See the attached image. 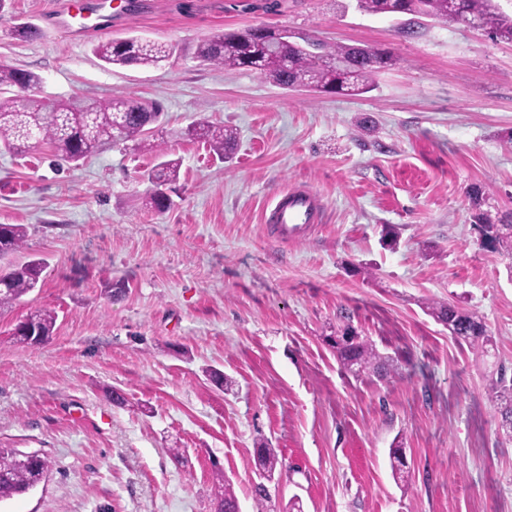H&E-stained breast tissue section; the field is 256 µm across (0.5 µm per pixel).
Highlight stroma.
<instances>
[{"label": "stroma", "mask_w": 512, "mask_h": 512, "mask_svg": "<svg viewBox=\"0 0 512 512\" xmlns=\"http://www.w3.org/2000/svg\"><path fill=\"white\" fill-rule=\"evenodd\" d=\"M62 2L9 0L0 63L40 75L50 104L157 102L181 167L160 213L144 204L157 157L136 143L76 167L44 143L0 152V224L27 230L0 271L44 261L37 288L0 310V446L50 462L0 512H214L217 466L255 512L260 439L283 462L272 512H512V441L489 398L499 368L512 376V257L479 245L468 197L482 188L512 222V43L355 0H112L87 18L97 31L74 34ZM19 23L40 37L17 39ZM246 27L396 63L370 92L336 96L195 59L200 40ZM131 36L173 55L145 68L92 52ZM200 120L236 131L232 158L179 137ZM292 187L323 210L284 243L264 211ZM435 301L481 317L491 355L458 344L428 315ZM42 309L57 316L49 340H17ZM345 323L393 358L391 376L345 372L327 342ZM398 436L403 484L389 464Z\"/></svg>", "instance_id": "obj_1"}]
</instances>
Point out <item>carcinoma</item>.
<instances>
[{
	"label": "carcinoma",
	"instance_id": "obj_1",
	"mask_svg": "<svg viewBox=\"0 0 512 512\" xmlns=\"http://www.w3.org/2000/svg\"><path fill=\"white\" fill-rule=\"evenodd\" d=\"M359 10L370 14H410L433 20H446L456 9L478 18L482 30L499 41L512 43V15L506 13L498 0H356ZM95 56L107 65H142L156 67L168 60L170 46L140 37L107 39L93 48ZM196 57L207 65L224 69L254 70L273 83L288 90H307L315 93H334L359 96L369 91L377 76L396 63L391 52L369 46L347 44L324 45L310 38L303 42L283 44L279 33L245 28L201 41ZM41 78L30 71L0 64V149L21 151L34 143H48L58 160L77 163L105 144L135 142L162 158L147 174L156 187L148 195V204L157 211L168 207L159 195V188L172 182L180 169V161L167 158L162 148L163 112L152 102L126 97L95 101L84 106H60L47 111V104L34 96L40 90ZM24 89L27 98L21 99L14 90ZM118 129L117 139L112 130ZM182 134L209 144L220 158L230 157L236 146L235 133L208 121L188 126ZM485 192L471 190L476 212L473 227L481 228L489 237L490 248L512 255V224H496L481 209ZM26 230L22 224H0V256L21 249ZM43 271V262L30 260L0 274V309L8 308L36 288ZM435 320L448 326L450 335L459 343L484 353L491 339L485 323L445 301L429 306ZM29 324L38 335H52L56 317L51 311H38L28 316ZM337 360L350 370L388 374L393 359L381 354L367 340H352L333 345ZM489 394L497 406L501 420L512 424V380L503 373L490 387ZM254 464L264 478L271 479L278 466V456L266 444L259 445ZM215 484L220 491V512H232L237 496L224 472L216 469ZM45 480L42 461L21 463L12 448H0V502L26 494Z\"/></svg>",
	"mask_w": 512,
	"mask_h": 512
}]
</instances>
